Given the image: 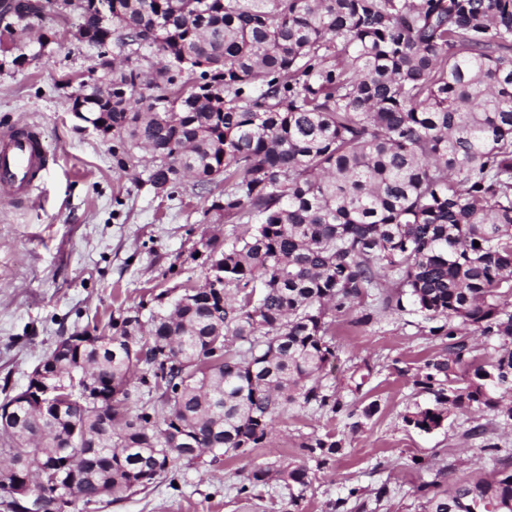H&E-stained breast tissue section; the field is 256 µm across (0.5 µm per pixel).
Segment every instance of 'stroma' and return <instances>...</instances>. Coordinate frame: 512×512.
Returning a JSON list of instances; mask_svg holds the SVG:
<instances>
[{
  "mask_svg": "<svg viewBox=\"0 0 512 512\" xmlns=\"http://www.w3.org/2000/svg\"><path fill=\"white\" fill-rule=\"evenodd\" d=\"M96 56L95 47L66 40L33 63L0 67V133L35 126L56 151L30 200L0 202V398L27 385L60 337L138 306L150 291L203 283L205 241L234 232L216 220L192 179L155 193L147 181L148 154L130 149L127 169L116 168L115 141L71 115V99ZM332 341L336 358L324 384L346 391L356 366L370 364L360 396L380 410L348 436L345 455L314 472L302 512H327L329 501L351 487L368 500L367 512H420L418 489L439 469L450 464L458 475L487 477L496 462L485 444L512 452V426L492 412L453 415L429 433L405 427L403 415L431 401L413 384L417 368L448 352L447 338L430 335L421 317L388 314L362 329L341 318ZM477 424L485 437L470 436ZM329 431L343 433V422L293 406L277 417L271 439L251 458L183 467L82 512H280L288 498L280 484L266 488L256 511L239 501L236 484L254 466L294 461L303 438ZM417 458L422 466H414ZM384 482L391 493L372 507V491Z\"/></svg>",
  "mask_w": 512,
  "mask_h": 512,
  "instance_id": "stroma-1",
  "label": "stroma"
}]
</instances>
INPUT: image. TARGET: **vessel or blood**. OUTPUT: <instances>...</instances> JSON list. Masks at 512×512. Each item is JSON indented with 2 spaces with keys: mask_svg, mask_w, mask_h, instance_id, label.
<instances>
[{
  "mask_svg": "<svg viewBox=\"0 0 512 512\" xmlns=\"http://www.w3.org/2000/svg\"><path fill=\"white\" fill-rule=\"evenodd\" d=\"M53 151L42 133L18 126L0 135V189L14 199L31 196L41 182Z\"/></svg>",
  "mask_w": 512,
  "mask_h": 512,
  "instance_id": "1",
  "label": "vessel or blood"
}]
</instances>
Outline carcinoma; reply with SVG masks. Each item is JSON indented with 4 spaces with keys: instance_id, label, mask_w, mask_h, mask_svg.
Returning a JSON list of instances; mask_svg holds the SVG:
<instances>
[{
    "instance_id": "1",
    "label": "carcinoma",
    "mask_w": 512,
    "mask_h": 512,
    "mask_svg": "<svg viewBox=\"0 0 512 512\" xmlns=\"http://www.w3.org/2000/svg\"><path fill=\"white\" fill-rule=\"evenodd\" d=\"M49 0H0V61L26 62ZM78 26L98 48L94 80L74 97L148 152L161 193L190 177L209 210L243 225L204 243L216 267L169 308L110 317L98 345L58 350L61 411L15 406L0 427L14 480L54 483L87 506L146 489L181 463L244 458L266 445L290 406L325 410L351 433L379 411L322 382L336 358V319L355 327L412 313L448 338L414 386L432 403L403 416L422 432L454 412L512 421V0H77ZM130 53L108 54L112 36ZM158 58L141 71L137 50ZM185 73L198 75L187 95ZM149 90L138 95V86ZM479 246H474V242ZM497 342L470 360L468 336ZM239 346H233V343ZM89 381V396L69 402ZM148 396L136 410L133 393ZM112 402V428L96 402ZM95 448L70 445L72 425ZM298 461L253 469L237 487L248 504L271 481L299 512L312 469L344 454L346 436L309 437ZM58 478L39 462H60ZM495 476L453 468L420 487L423 512H512V454ZM351 488L332 512H366Z\"/></svg>"
}]
</instances>
